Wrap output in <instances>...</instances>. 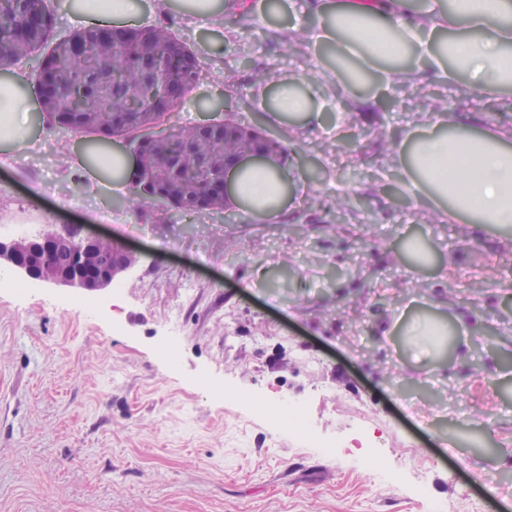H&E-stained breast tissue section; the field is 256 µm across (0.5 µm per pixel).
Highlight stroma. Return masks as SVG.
Returning <instances> with one entry per match:
<instances>
[{"label": "stroma", "instance_id": "stroma-1", "mask_svg": "<svg viewBox=\"0 0 512 512\" xmlns=\"http://www.w3.org/2000/svg\"><path fill=\"white\" fill-rule=\"evenodd\" d=\"M231 37L186 15L157 23L197 52L200 85L179 123L203 120L233 92L238 118L260 122L295 154L308 191L291 189L279 218L231 207L176 221L154 202L81 189L64 172L77 136L45 128L40 148L0 166V239L80 224L137 254L119 289L91 298L19 276L0 283V512H512V350L498 337L415 358L406 332L450 310L512 323L499 292L508 249L498 234L433 221L400 190L394 149L417 112L450 87L374 83L367 106L323 82L328 65L307 35V0L260 17L238 0ZM274 80L320 78L321 129L297 133L260 96ZM356 190L336 211V189ZM133 224L148 226L132 235ZM442 237L448 282L405 277L400 243ZM427 293L435 306L412 305ZM179 338L177 363L158 348ZM304 404L319 448L268 412ZM379 432L365 464L352 445Z\"/></svg>", "mask_w": 512, "mask_h": 512}]
</instances>
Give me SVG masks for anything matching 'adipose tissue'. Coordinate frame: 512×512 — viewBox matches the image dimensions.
<instances>
[{
    "label": "adipose tissue",
    "mask_w": 512,
    "mask_h": 512,
    "mask_svg": "<svg viewBox=\"0 0 512 512\" xmlns=\"http://www.w3.org/2000/svg\"><path fill=\"white\" fill-rule=\"evenodd\" d=\"M176 8L208 30L224 26V0H122L107 8L100 0H76L73 22L84 27L149 25L157 12ZM309 34L333 45L360 75L337 70L344 98L362 97L363 78L387 87L424 88L431 81L450 86L457 100L512 98V0H318ZM312 91L290 81L276 83L275 116H295L304 129L320 126ZM38 103L26 73L0 78V165L16 152L35 149L40 131L33 122ZM85 141L64 160L83 173L84 188L109 187L128 193L138 170L135 156L111 146L107 159L91 158ZM401 185L414 200L435 202L442 221L477 224L502 232L512 228V124L493 122L473 128L445 115L417 113L398 145ZM294 166L266 159L243 162L231 176L227 202L263 219L279 216L297 181Z\"/></svg>",
    "instance_id": "adipose-tissue-1"
}]
</instances>
